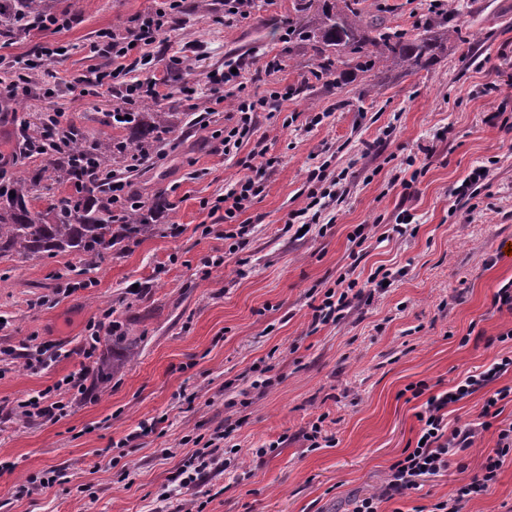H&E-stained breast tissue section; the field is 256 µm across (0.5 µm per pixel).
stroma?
<instances>
[{
  "mask_svg": "<svg viewBox=\"0 0 512 512\" xmlns=\"http://www.w3.org/2000/svg\"><path fill=\"white\" fill-rule=\"evenodd\" d=\"M163 0H54L72 24L59 31L0 34V55L34 57L44 43L69 48L49 64L43 86L0 111V177L41 168L43 157L14 151L20 126L38 130L62 113L87 141H120L109 99L71 92L91 64L100 30L125 26ZM365 20L421 34L430 0H357ZM455 25L472 31L449 41L436 63L409 74L363 72L311 77L315 53L291 31L302 25L296 0H255L245 18L225 23L224 0H182L172 31L152 49L174 129L156 154L125 178L141 201L162 195L152 231L88 266L74 254L0 256V512H353L377 491L389 465L415 446L421 399L404 390L426 382L448 390L484 370L512 342V314L493 296L512 281V0H455ZM190 56L191 65H173ZM277 57L278 72L265 69ZM236 64L246 94L278 92V111L257 113L253 133L232 155L220 135L237 115L228 103L206 112L210 71ZM324 121L309 126L314 113ZM414 166H406L407 157ZM272 164L263 191L237 218L246 244L228 254L223 212L207 206L230 189L244 165ZM349 171L345 193L299 235L293 212L312 189L309 170ZM485 165L490 176L475 212L451 190ZM409 215L411 232L396 230ZM364 227L363 246L350 241ZM226 255L210 268L212 255ZM392 284L352 302L337 323L316 324L313 307L339 277L366 282L376 269ZM75 284L74 292L59 289ZM111 310L125 342L100 340L83 394L64 417L43 423L19 401L78 370L88 325ZM53 344L55 361L27 367L29 337ZM332 446L309 450L317 417ZM238 447L216 459L195 487L179 471L215 432ZM278 449L257 456V449ZM485 432L462 465L380 505L413 512L452 497L495 446ZM54 487L34 494L46 470ZM464 512H512V461L492 489Z\"/></svg>",
  "mask_w": 512,
  "mask_h": 512,
  "instance_id": "obj_1",
  "label": "stroma"
}]
</instances>
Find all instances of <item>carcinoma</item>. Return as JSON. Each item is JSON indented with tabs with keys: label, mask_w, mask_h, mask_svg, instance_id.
<instances>
[{
	"label": "carcinoma",
	"mask_w": 512,
	"mask_h": 512,
	"mask_svg": "<svg viewBox=\"0 0 512 512\" xmlns=\"http://www.w3.org/2000/svg\"><path fill=\"white\" fill-rule=\"evenodd\" d=\"M50 0H0V24L20 17L50 13ZM453 9L441 19L426 16L422 23L430 37H408L389 33L382 20L364 23L348 0H323L315 13L297 30L298 38L311 42L316 63L310 74L335 73L336 56L357 59L368 72L394 66L408 73L429 67L437 45L450 37L463 38L462 30L449 25ZM113 123L127 132L123 141L88 143L75 138L72 149L48 157L41 169L25 172L13 182L0 185V256L17 255L29 259L45 252H70L87 264H94L115 245L147 233L144 210L128 207L125 222H112L110 190L94 170L118 166L131 152L143 156L152 151L163 133L171 130L168 113L145 106L137 112L114 113ZM48 178L72 183L75 194L60 200L45 212L32 210L31 202Z\"/></svg>",
	"instance_id": "cac0c4a2"
}]
</instances>
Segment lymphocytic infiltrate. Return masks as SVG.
Masks as SVG:
<instances>
[{
	"label": "lymphocytic infiltrate",
	"instance_id": "1",
	"mask_svg": "<svg viewBox=\"0 0 512 512\" xmlns=\"http://www.w3.org/2000/svg\"><path fill=\"white\" fill-rule=\"evenodd\" d=\"M181 11L180 0H168L166 7L156 9L150 16L135 17L122 28H106L99 32L91 47L94 57L104 59V66H90L86 75L73 80L69 88L82 95L93 94L110 98L117 112L131 111L150 101L161 103L165 95L160 90L157 78L139 79L135 75L137 64L128 59L130 51L142 49V62L152 59L148 51L161 34L169 30ZM140 61V62H141ZM209 81L216 92L222 93L224 100L230 101L239 115L236 125L225 129L222 141L225 154L237 152L245 139L253 131L255 113L274 108L278 94L270 97L251 98L243 95L237 84V76L228 69H216L210 72ZM259 169L248 166L224 195V218L233 220L251 207L262 188L258 179ZM512 371V355H501L482 372L469 374L458 381L448 391L428 395V385L420 381L412 384L413 397L422 398L423 404L417 414L420 423L421 442L414 447L405 448L401 458L388 468V476L379 491L358 500L353 512H379L382 501L405 494L406 491L419 489L426 478L447 471L453 458L470 448L477 431L493 430L497 433L496 446L481 466L480 475L470 482L462 484L455 497L441 500L430 507H418L414 512H462L465 503L474 496L485 493L496 483L499 471L506 458L512 457V423L500 425L499 416L506 403L512 402V386L494 388L493 383L504 374ZM84 372L64 377L58 385L39 392L21 402L25 417L55 422L62 418L67 405L61 398L62 392H82ZM488 395L479 414L478 428L449 427L445 411L454 401L464 400L480 390Z\"/></svg>",
	"mask_w": 512,
	"mask_h": 512
}]
</instances>
